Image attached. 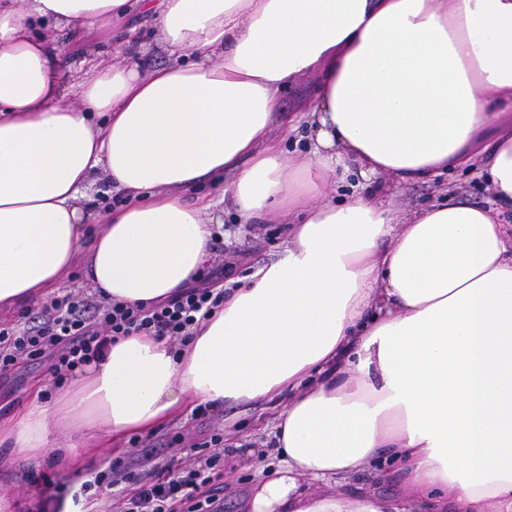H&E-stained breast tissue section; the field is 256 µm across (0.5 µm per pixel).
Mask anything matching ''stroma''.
<instances>
[{
  "mask_svg": "<svg viewBox=\"0 0 512 512\" xmlns=\"http://www.w3.org/2000/svg\"><path fill=\"white\" fill-rule=\"evenodd\" d=\"M60 57L65 65L90 71L95 66H106L121 61V51L127 40L142 46L140 57L144 69L151 70L167 63L168 58L155 48L156 25L152 18L134 13L116 22L109 30L92 32L85 45H75L67 32L57 31ZM224 253H212V260H224L225 280H232L272 261L285 245L284 227L277 216H268L261 224H235L225 222ZM50 380L44 367L24 365L9 376L0 377V419L22 410L36 389H49ZM222 429L225 443H239L243 448H261L272 439V411L265 405L222 408L217 418L191 419L190 415L165 424L153 433L104 442L94 431L85 432L82 442L91 448L93 466L76 470L73 464L60 457H45L41 462L15 457L7 458L0 447V494L7 496V504H0V512H39L48 485L54 481L67 483L69 489L79 490L82 483L93 480L111 459L127 457L134 444L163 450L165 456L183 457L190 444L209 441L214 429ZM252 457H225L224 459V512H241L243 501L250 491L253 470ZM367 489L375 495L396 499L401 495L398 472L394 465L373 464L355 476L350 491Z\"/></svg>",
  "mask_w": 512,
  "mask_h": 512,
  "instance_id": "1",
  "label": "stroma"
}]
</instances>
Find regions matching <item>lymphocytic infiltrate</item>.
I'll return each mask as SVG.
<instances>
[{"label": "lymphocytic infiltrate", "instance_id": "obj_1", "mask_svg": "<svg viewBox=\"0 0 512 512\" xmlns=\"http://www.w3.org/2000/svg\"><path fill=\"white\" fill-rule=\"evenodd\" d=\"M224 304V267L216 265L174 297L149 305L92 302L71 293L43 304L21 331L0 328V375L21 364L47 367L53 385L77 369L101 361L118 337L144 334L182 346ZM223 435L197 448L188 460L159 459L145 451L128 467L112 461L83 491L120 488L121 512H224L221 481Z\"/></svg>", "mask_w": 512, "mask_h": 512}]
</instances>
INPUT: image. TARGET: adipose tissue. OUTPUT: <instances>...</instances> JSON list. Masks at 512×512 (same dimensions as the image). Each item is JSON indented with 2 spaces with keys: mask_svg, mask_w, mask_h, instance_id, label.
<instances>
[{
  "mask_svg": "<svg viewBox=\"0 0 512 512\" xmlns=\"http://www.w3.org/2000/svg\"><path fill=\"white\" fill-rule=\"evenodd\" d=\"M153 15L167 65L77 75L84 41ZM306 78L314 103L283 116ZM308 126L289 162L275 125ZM366 183L331 200L351 165ZM482 166L496 205L403 214L369 181ZM105 171L119 205L80 204ZM224 207L188 200L203 181ZM512 0H0V314L84 261L93 288L166 298L210 258L212 225L278 213L288 244L240 278L182 353L129 336L0 423L28 458L119 439L198 404L284 398L245 512H512ZM396 463L391 501L342 487ZM313 80H303L289 87L281 95L282 112H294L301 104L309 101L313 95Z\"/></svg>",
  "mask_w": 512,
  "mask_h": 512,
  "instance_id": "adipose-tissue-1",
  "label": "adipose tissue"
}]
</instances>
